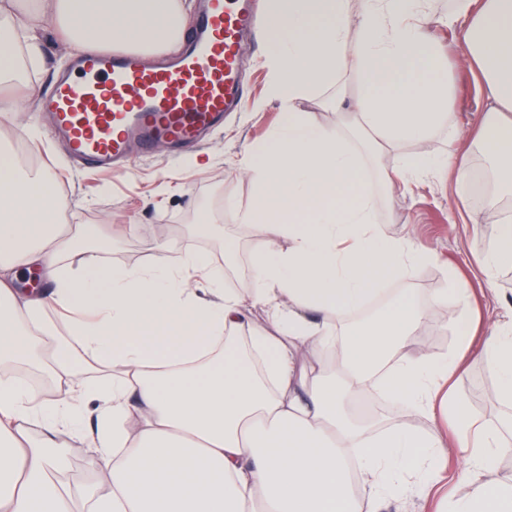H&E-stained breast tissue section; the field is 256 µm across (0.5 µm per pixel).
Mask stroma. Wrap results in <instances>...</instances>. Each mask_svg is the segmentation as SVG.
<instances>
[{
  "label": "stroma",
  "instance_id": "obj_1",
  "mask_svg": "<svg viewBox=\"0 0 512 512\" xmlns=\"http://www.w3.org/2000/svg\"><path fill=\"white\" fill-rule=\"evenodd\" d=\"M448 73V101L453 119L462 130H469L478 115L482 78L467 62V47L460 30L437 28ZM45 62L28 73L31 104L41 108L42 100L53 88L69 55L53 36L45 38ZM265 40L249 45L248 84L242 107L224 117L198 149L172 150L158 148L152 155H132L124 169L114 176H93L67 160L66 145L57 139H46L39 148L43 164L60 160L56 171L69 208L60 221L93 230L99 241V256L112 266H134L146 262L161 238H180L185 249L204 254L223 273L228 288L248 289L252 275V258L263 243L259 225L239 224L235 210L250 208L254 202L252 186L240 160L255 141L270 136L281 120V106L268 95L271 80L264 64ZM360 91L356 73L341 75L337 85L322 89L305 108L319 112L327 126H335L337 99L353 106ZM353 142L363 147V166L368 175L377 205L385 212V228L394 236H409L417 246L434 256L422 264L416 276L408 281L385 279V292L377 303L388 297L409 294L425 302L437 289L451 286L453 277L466 280L474 290L475 313L481 331H488L493 319L490 295L482 291L478 280V259L495 237L497 220L486 203L475 198L459 200L450 178L430 176L426 181L388 196L378 179V170L390 167L414 150L412 144L401 143L386 148L381 154L366 149V136L360 128H352ZM200 154L201 166L186 165L192 154ZM233 238L238 250L233 259L224 256L225 238ZM448 309H441L421 324L405 346L406 353L442 356L454 349V333L444 321ZM451 384L468 408L488 422L505 416L495 393V380L486 363L466 360L455 373Z\"/></svg>",
  "mask_w": 512,
  "mask_h": 512
}]
</instances>
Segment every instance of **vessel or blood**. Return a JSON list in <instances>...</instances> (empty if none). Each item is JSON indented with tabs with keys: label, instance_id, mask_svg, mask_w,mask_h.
<instances>
[{
	"label": "vessel or blood",
	"instance_id": "obj_1",
	"mask_svg": "<svg viewBox=\"0 0 512 512\" xmlns=\"http://www.w3.org/2000/svg\"><path fill=\"white\" fill-rule=\"evenodd\" d=\"M252 0H205L195 37L159 66L116 51L77 55L43 101L49 130L79 164L107 174L133 153L198 142L244 95Z\"/></svg>",
	"mask_w": 512,
	"mask_h": 512
}]
</instances>
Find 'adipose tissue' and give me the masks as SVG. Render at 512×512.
Listing matches in <instances>:
<instances>
[{
	"label": "adipose tissue",
	"mask_w": 512,
	"mask_h": 512,
	"mask_svg": "<svg viewBox=\"0 0 512 512\" xmlns=\"http://www.w3.org/2000/svg\"><path fill=\"white\" fill-rule=\"evenodd\" d=\"M359 35L350 37V9ZM265 56L278 130L241 160L254 207L238 223L267 215L266 241L253 257L247 294L224 287L209 260L168 239L151 262L105 266L79 249L61 207L56 175L23 165L0 140V512H383L388 501L434 494L447 446L470 495L443 500L441 512H512V486L482 475L512 450V433L472 414L447 384L469 357L488 364L496 396L512 406V320L477 334L468 284L454 280L428 303L402 295L364 325L337 331L346 314L377 294L373 274L412 279L423 254L409 237L386 234L345 126L331 129L302 103L346 71L361 83L359 125L375 150L411 142L415 151L381 170L393 190L445 171L459 199L470 194L469 147L450 118L448 78L432 26L461 27L483 78L478 122L500 174L512 177V0H451L435 15L429 0H286L273 13ZM80 53L103 44L144 56L177 49L182 0H0V118L25 110L11 90L21 81V49L42 62V34ZM26 111V110H25ZM447 130L450 150L423 151ZM77 267L65 264V255ZM512 261V209L501 208L480 267L491 298L497 269ZM46 288L18 287L23 268ZM269 326H250L245 302ZM67 315L47 318V304ZM453 306L452 354H399L432 312ZM335 351L323 363L325 351ZM315 357L313 375L302 371ZM111 370L94 386L88 363ZM31 365L66 387L46 400L40 387L7 377ZM379 387L402 411L375 432L351 420L345 400ZM448 405L455 435L428 434L414 411ZM86 442L96 482L82 500L67 486L66 438Z\"/></svg>",
	"instance_id": "obj_1"
}]
</instances>
